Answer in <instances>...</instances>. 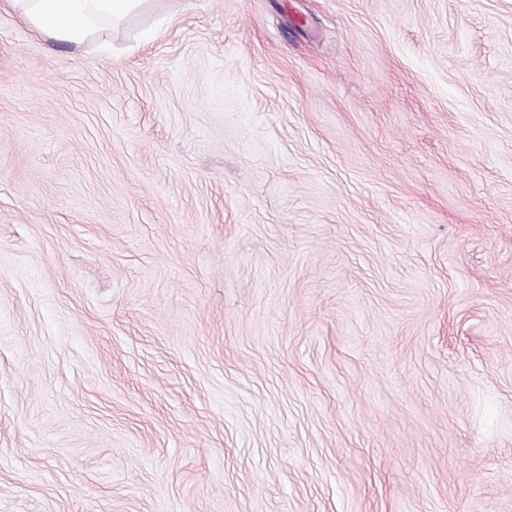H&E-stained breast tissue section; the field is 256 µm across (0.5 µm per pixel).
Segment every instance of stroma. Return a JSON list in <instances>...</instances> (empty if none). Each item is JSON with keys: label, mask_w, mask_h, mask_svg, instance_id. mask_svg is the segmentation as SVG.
<instances>
[{"label": "stroma", "mask_w": 512, "mask_h": 512, "mask_svg": "<svg viewBox=\"0 0 512 512\" xmlns=\"http://www.w3.org/2000/svg\"><path fill=\"white\" fill-rule=\"evenodd\" d=\"M0 512H512V0L1 10ZM149 0H4L11 10L39 35L80 45L95 38L108 22L119 26L146 8Z\"/></svg>", "instance_id": "35a3bbf8"}]
</instances>
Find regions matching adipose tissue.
I'll return each instance as SVG.
<instances>
[{
    "mask_svg": "<svg viewBox=\"0 0 512 512\" xmlns=\"http://www.w3.org/2000/svg\"><path fill=\"white\" fill-rule=\"evenodd\" d=\"M148 0H0L37 34L79 45L95 38L102 23L119 26Z\"/></svg>",
    "mask_w": 512,
    "mask_h": 512,
    "instance_id": "adipose-tissue-1",
    "label": "adipose tissue"
}]
</instances>
